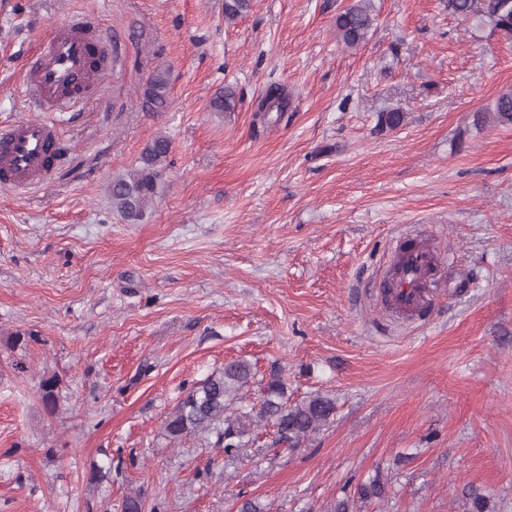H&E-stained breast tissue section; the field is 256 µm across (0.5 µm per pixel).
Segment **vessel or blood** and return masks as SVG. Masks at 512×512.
<instances>
[{"label": "vessel or blood", "instance_id": "vessel-or-blood-1", "mask_svg": "<svg viewBox=\"0 0 512 512\" xmlns=\"http://www.w3.org/2000/svg\"><path fill=\"white\" fill-rule=\"evenodd\" d=\"M113 70L108 40L76 16L56 25L44 38L39 53L27 63L22 83L28 96L43 109H70L90 93L101 90ZM64 151L53 124L37 118L0 127V185L37 186L46 183L62 161ZM390 296L400 310L422 312L431 301L424 280L435 256L417 247L402 253Z\"/></svg>", "mask_w": 512, "mask_h": 512}]
</instances>
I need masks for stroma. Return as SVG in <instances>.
<instances>
[{
    "instance_id": "stroma-1",
    "label": "stroma",
    "mask_w": 512,
    "mask_h": 512,
    "mask_svg": "<svg viewBox=\"0 0 512 512\" xmlns=\"http://www.w3.org/2000/svg\"><path fill=\"white\" fill-rule=\"evenodd\" d=\"M0 0V123L32 116L20 64L53 24L94 18L122 64L102 94L46 112L67 151L50 181L0 187V512H469L472 485L512 512V127L474 113L512 90V40L446 0ZM170 103L141 109L156 69ZM272 85L282 120L255 116ZM235 94V109L212 98ZM401 108L403 126L379 127ZM159 134L169 166L145 219L108 186ZM440 258L431 321L390 309L395 247ZM244 359L288 398L336 412L301 447L255 430L229 457L175 441L191 387ZM57 376L48 414L42 378ZM374 12L372 0H354L336 14L337 36L348 47L361 45L376 25L377 14ZM258 102L256 112H263V116H266V114L275 109L281 118L288 109V92L281 86L272 85L266 90Z\"/></svg>"
}]
</instances>
